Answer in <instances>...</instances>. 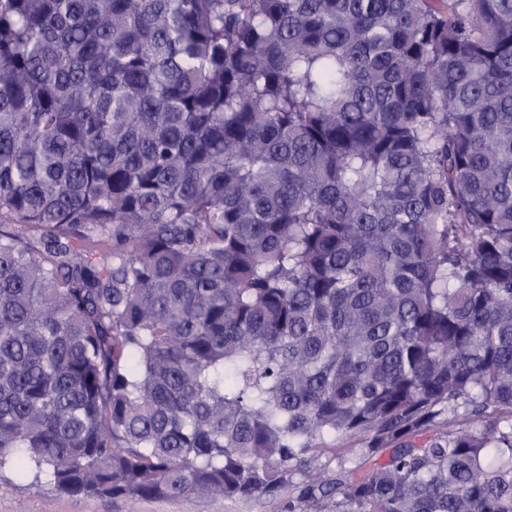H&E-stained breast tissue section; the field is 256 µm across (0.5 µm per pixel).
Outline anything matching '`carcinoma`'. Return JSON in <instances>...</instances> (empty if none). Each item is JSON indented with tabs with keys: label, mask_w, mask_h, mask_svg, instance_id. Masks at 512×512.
<instances>
[{
	"label": "carcinoma",
	"mask_w": 512,
	"mask_h": 512,
	"mask_svg": "<svg viewBox=\"0 0 512 512\" xmlns=\"http://www.w3.org/2000/svg\"><path fill=\"white\" fill-rule=\"evenodd\" d=\"M6 468L512 512V0H0Z\"/></svg>",
	"instance_id": "carcinoma-1"
}]
</instances>
